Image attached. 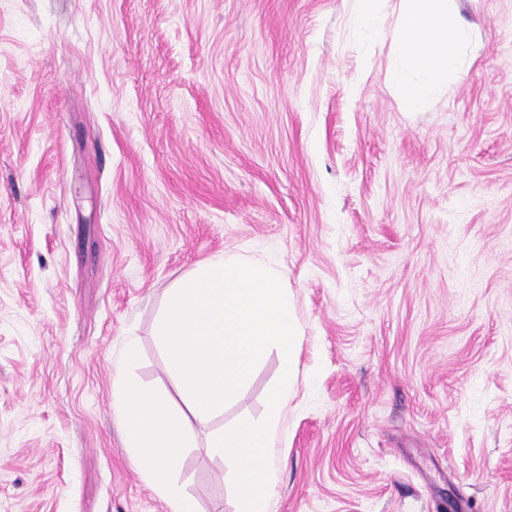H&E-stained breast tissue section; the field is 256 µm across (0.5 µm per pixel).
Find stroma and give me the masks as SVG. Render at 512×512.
<instances>
[{
  "label": "stroma",
  "instance_id": "35a3bbf8",
  "mask_svg": "<svg viewBox=\"0 0 512 512\" xmlns=\"http://www.w3.org/2000/svg\"><path fill=\"white\" fill-rule=\"evenodd\" d=\"M0 0V512H169L124 448L128 376L198 262L283 273L303 330L273 512H512V0H457L466 76L407 110L396 0ZM177 476L234 512L212 429ZM360 4L357 15L358 27L367 35H375L379 31L380 20L375 9L378 0H358Z\"/></svg>",
  "mask_w": 512,
  "mask_h": 512
}]
</instances>
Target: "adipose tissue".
<instances>
[{
    "label": "adipose tissue",
    "instance_id": "ef3b65f1",
    "mask_svg": "<svg viewBox=\"0 0 512 512\" xmlns=\"http://www.w3.org/2000/svg\"><path fill=\"white\" fill-rule=\"evenodd\" d=\"M393 82L405 105L422 109L429 93L466 69L467 34L451 13L452 0H399ZM113 406L126 448L141 472L169 505L170 512H199L175 476L189 444L186 417L149 387L118 375Z\"/></svg>",
    "mask_w": 512,
    "mask_h": 512
}]
</instances>
